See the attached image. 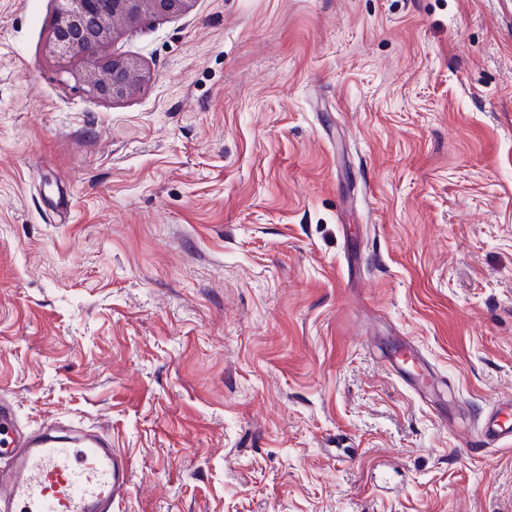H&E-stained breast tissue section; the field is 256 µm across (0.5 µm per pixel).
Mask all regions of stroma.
I'll use <instances>...</instances> for the list:
<instances>
[{
	"label": "stroma",
	"instance_id": "stroma-1",
	"mask_svg": "<svg viewBox=\"0 0 512 512\" xmlns=\"http://www.w3.org/2000/svg\"><path fill=\"white\" fill-rule=\"evenodd\" d=\"M0 0V393L113 512H512V0H195L91 99ZM414 345L421 399L385 356ZM473 441L482 448L512 446V399L506 406L497 401L489 409Z\"/></svg>",
	"mask_w": 512,
	"mask_h": 512
}]
</instances>
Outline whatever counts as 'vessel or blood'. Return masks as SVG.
<instances>
[{
  "label": "vessel or blood",
  "instance_id": "b4317fda",
  "mask_svg": "<svg viewBox=\"0 0 512 512\" xmlns=\"http://www.w3.org/2000/svg\"><path fill=\"white\" fill-rule=\"evenodd\" d=\"M54 424L25 428L11 399L0 395V512H112L129 482L128 459L110 433L84 428L75 440L54 436ZM475 441L512 446V403H495Z\"/></svg>",
  "mask_w": 512,
  "mask_h": 512
}]
</instances>
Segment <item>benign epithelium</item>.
Wrapping results in <instances>:
<instances>
[{"label": "benign epithelium", "instance_id": "benign-epithelium-1", "mask_svg": "<svg viewBox=\"0 0 512 512\" xmlns=\"http://www.w3.org/2000/svg\"><path fill=\"white\" fill-rule=\"evenodd\" d=\"M50 52L73 60V79L98 100L117 101L134 96L151 80L132 56L104 54L117 31L148 17L188 11L194 0H55Z\"/></svg>", "mask_w": 512, "mask_h": 512}]
</instances>
